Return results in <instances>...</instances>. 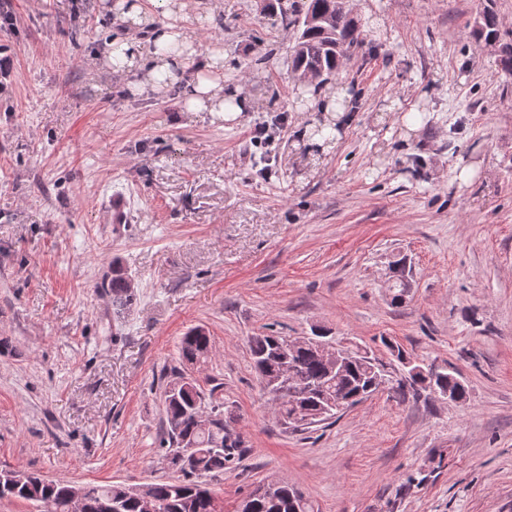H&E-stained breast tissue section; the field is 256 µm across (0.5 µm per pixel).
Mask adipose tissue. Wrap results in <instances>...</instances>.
<instances>
[{"instance_id": "adipose-tissue-1", "label": "adipose tissue", "mask_w": 512, "mask_h": 512, "mask_svg": "<svg viewBox=\"0 0 512 512\" xmlns=\"http://www.w3.org/2000/svg\"><path fill=\"white\" fill-rule=\"evenodd\" d=\"M122 22L129 25L134 36L124 42L113 65L116 71L137 74L133 88L137 93H161L162 79H169L181 89L185 111L212 112L224 121H233L244 112L247 101L238 87L224 81V54L211 53L207 63L193 78H186L185 70L192 55L197 52L191 33L175 21L183 10L180 0H115L111 6ZM167 16L168 21L156 25V15ZM150 32L154 43L182 44L181 52L156 56L150 70H142L141 55L137 51L139 32Z\"/></svg>"}]
</instances>
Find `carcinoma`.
<instances>
[{"mask_svg": "<svg viewBox=\"0 0 512 512\" xmlns=\"http://www.w3.org/2000/svg\"><path fill=\"white\" fill-rule=\"evenodd\" d=\"M277 21L295 33L290 54L293 71L334 76L344 59L363 45L358 22L342 6V0H278ZM471 35L498 48L502 70L512 72V40L503 39L497 13L487 8L475 20ZM406 266L396 268L389 291L391 304L399 305L410 287ZM112 307L118 311L133 300L130 281L122 267H112ZM183 367L171 372L163 391L165 427L160 447L175 476L138 487L123 483L84 486L83 512H142L144 497L158 505V512H224V500L211 488V481L224 475V467L240 455V433L225 420L221 384L204 389L191 377V368L205 363L211 352L209 334L201 327L189 330L180 342ZM250 354L256 373L269 379L293 367L297 395L285 399L278 412L285 427L307 430L335 418L327 414L311 423L297 417L315 416L337 394L362 402L392 382L386 364L376 356L361 358L343 371L331 374L308 347L288 351L287 337L275 333L253 336ZM443 390L457 392L466 400L468 387L457 373L448 372L435 380ZM73 484L49 480L42 475L17 470H0V499L34 502L44 512H72ZM249 512H311V505L295 488L282 482L270 497L256 491L247 495Z\"/></svg>", "mask_w": 512, "mask_h": 512, "instance_id": "obj_1", "label": "carcinoma"}]
</instances>
